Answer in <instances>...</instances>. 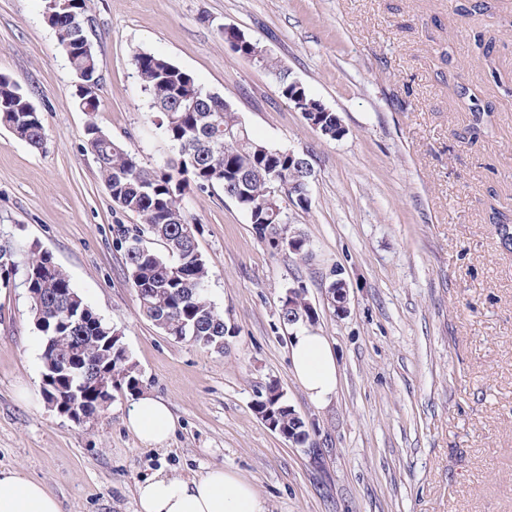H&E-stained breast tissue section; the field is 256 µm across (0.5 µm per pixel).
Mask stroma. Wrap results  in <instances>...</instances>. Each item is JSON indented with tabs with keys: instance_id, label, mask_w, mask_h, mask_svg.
Segmentation results:
<instances>
[{
	"instance_id": "35a3bbf8",
	"label": "stroma",
	"mask_w": 512,
	"mask_h": 512,
	"mask_svg": "<svg viewBox=\"0 0 512 512\" xmlns=\"http://www.w3.org/2000/svg\"><path fill=\"white\" fill-rule=\"evenodd\" d=\"M462 0H88L98 112H81L77 78L43 0H0V74L41 113L37 149L0 127V233L17 263L41 251L123 337L142 390L177 421L147 448L126 426L136 397L112 392L77 423L41 395V337L20 283L0 285V469L17 468L60 512H137L157 471L190 480L221 466L250 482L267 512H512V247L492 210L512 211V0L468 15ZM231 26L337 112L332 139L312 129L271 74L221 37ZM495 39L493 82L473 41ZM148 51L192 74L258 139L307 153L316 177L290 208L312 256L272 252L222 188L188 184L182 204L209 269L207 296L234 328L223 351L167 335L142 315L124 237L163 252L112 200L86 148L95 123L142 163L176 155L137 77ZM467 87L493 101L475 123ZM348 287L334 310L331 282ZM303 288L333 345L335 399L310 403L291 371L293 327L280 317ZM276 384L304 419L299 446L255 409Z\"/></svg>"
}]
</instances>
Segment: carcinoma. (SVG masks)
Listing matches in <instances>:
<instances>
[{
    "instance_id": "cac0c4a2",
    "label": "carcinoma",
    "mask_w": 512,
    "mask_h": 512,
    "mask_svg": "<svg viewBox=\"0 0 512 512\" xmlns=\"http://www.w3.org/2000/svg\"><path fill=\"white\" fill-rule=\"evenodd\" d=\"M87 11V0H68L67 10H56L46 23L53 29L66 28L72 16ZM137 77L152 103L164 104L179 95L201 90L196 108L190 112L162 114L161 127L173 143L183 165L155 169L123 146L97 142L92 149L98 154L99 172L112 200L123 210L135 215L147 232L162 241L167 251L163 257L139 248L140 237L125 239L126 264L142 314L157 327L176 337L182 336L208 349L224 350V340L233 334L224 321V314L208 300L206 283L209 271L199 254L195 236L186 234L191 225L181 202L184 185L194 182L199 188L220 186L248 218L255 219L253 230L271 249L279 250V242L292 240L298 245L291 253L305 259L310 253L309 240L292 229L288 205L302 207L296 201L297 187L304 180L303 172L288 162L283 150L252 136L249 130L224 132V126L234 117L224 112V103L205 97L206 90L194 77L168 59L151 52L134 56ZM260 66L272 75H280V89L288 97L290 78L283 76V66L267 55ZM301 108L319 123V132L336 137L340 116L327 111L323 103L303 93ZM0 125L19 140L41 147L46 140L41 113L30 96L9 77L0 74ZM277 178H272V175ZM506 246L512 245V219L503 213L492 217ZM16 265L14 252L0 244V278L8 279L10 267ZM28 287L41 292L38 308H30L31 316L39 315L44 322L36 323L42 343L52 342L57 361L71 366V371H59L54 383L42 388L43 399L52 403L75 388L78 380L73 372L84 363H97L112 372V382L135 392L141 381L130 361L117 354V344L111 342L116 330L103 321L72 286L69 276L42 252L32 253L22 266ZM74 304L84 311L79 324L67 322V305ZM299 316L298 322L313 321L315 311L306 301L304 290L294 289L285 294L281 305L283 323L288 315ZM81 406L90 415H99L105 406L92 390H86ZM280 424L288 439L298 445L308 443L305 424L298 423L290 413L282 414Z\"/></svg>"
}]
</instances>
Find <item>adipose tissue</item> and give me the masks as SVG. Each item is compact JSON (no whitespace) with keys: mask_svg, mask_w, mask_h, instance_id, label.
<instances>
[{"mask_svg":"<svg viewBox=\"0 0 512 512\" xmlns=\"http://www.w3.org/2000/svg\"><path fill=\"white\" fill-rule=\"evenodd\" d=\"M290 356L293 372L310 401L318 407L330 404L339 384V367L327 337L298 330ZM127 427L142 445L155 447L169 440L176 419L165 401L145 393L130 411ZM137 504L138 512H266L254 487L222 468L192 480L156 474L138 485ZM0 512H59V505L41 483L17 470H2Z\"/></svg>","mask_w":512,"mask_h":512,"instance_id":"1","label":"adipose tissue"}]
</instances>
